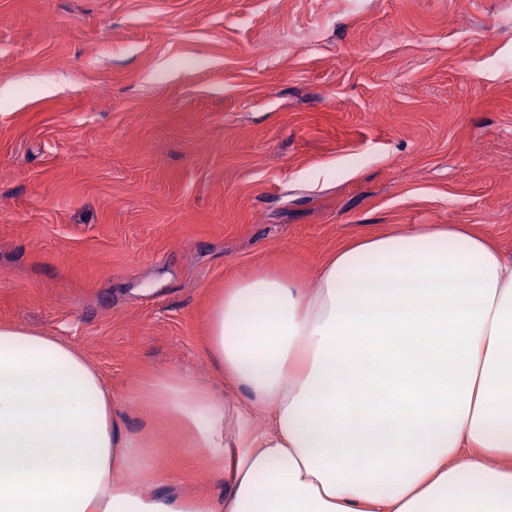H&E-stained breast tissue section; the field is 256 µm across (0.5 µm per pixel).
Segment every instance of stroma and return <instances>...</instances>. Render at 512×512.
Masks as SVG:
<instances>
[{"label":"stroma","instance_id":"35a3bbf8","mask_svg":"<svg viewBox=\"0 0 512 512\" xmlns=\"http://www.w3.org/2000/svg\"><path fill=\"white\" fill-rule=\"evenodd\" d=\"M506 56L512 0H0V324L97 364L162 493L223 495L138 382L223 390L207 314L256 270L422 224L512 253Z\"/></svg>","mask_w":512,"mask_h":512}]
</instances>
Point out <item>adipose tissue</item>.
I'll list each match as a JSON object with an SVG mask.
<instances>
[{"label":"adipose tissue","instance_id":"adipose-tissue-1","mask_svg":"<svg viewBox=\"0 0 512 512\" xmlns=\"http://www.w3.org/2000/svg\"><path fill=\"white\" fill-rule=\"evenodd\" d=\"M206 344L265 428L182 372L135 394L193 432L220 508L158 494L149 439L83 352L0 324V512H512V255L490 234L362 237L311 289L234 279Z\"/></svg>","mask_w":512,"mask_h":512}]
</instances>
